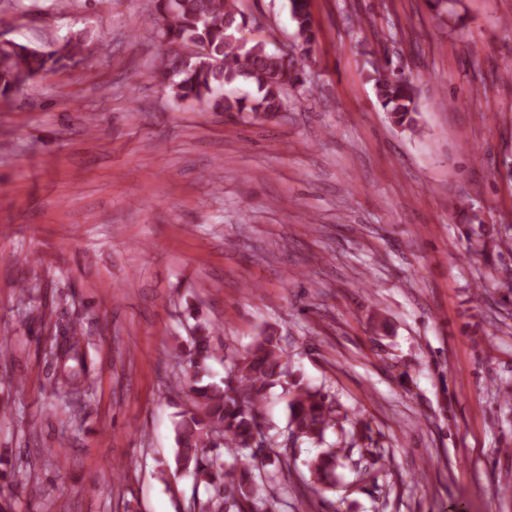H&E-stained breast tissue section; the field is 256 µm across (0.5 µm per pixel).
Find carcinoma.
I'll list each match as a JSON object with an SVG mask.
<instances>
[{"label":"carcinoma","instance_id":"1","mask_svg":"<svg viewBox=\"0 0 512 512\" xmlns=\"http://www.w3.org/2000/svg\"><path fill=\"white\" fill-rule=\"evenodd\" d=\"M440 16L460 21L462 0H430ZM295 33L293 45L299 57L278 56L264 39L246 37V18L239 0H155L153 26L166 55L150 79L162 86L178 105L201 106L229 118L271 119L284 109L290 87L312 93L302 83V68L318 40L309 0H288ZM85 41L77 36L53 50L16 42L0 53V92L8 94L27 86L68 56L82 55ZM369 79L381 109L393 123L410 133H421L419 88L414 78L391 68L388 60L372 65ZM191 336L182 355L188 364L185 378L176 383L191 401V408L176 414V470L189 472L195 488H204L210 512H256L258 481L272 482L288 475V449L254 450L260 435L263 404L271 389L279 386L287 399L288 434L319 444L327 434L341 439L307 463L319 496L335 488L336 468L353 446L358 419L329 392L314 387L287 370L281 348L272 332L257 337L245 355L229 356L225 376L212 380L210 361L217 357L216 328L194 313ZM81 325L73 322L55 346L63 348V364L54 367L51 379L57 404L70 410L91 398L94 364L82 346ZM351 425L348 430L345 425ZM246 453L241 468L226 466L217 448Z\"/></svg>","mask_w":512,"mask_h":512}]
</instances>
